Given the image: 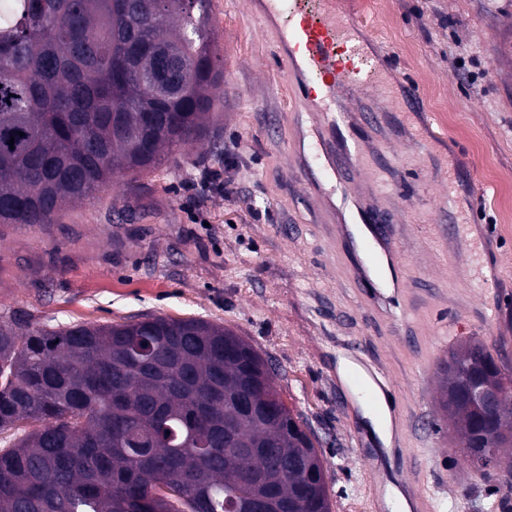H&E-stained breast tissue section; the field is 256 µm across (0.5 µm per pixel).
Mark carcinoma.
I'll list each match as a JSON object with an SVG mask.
<instances>
[{"instance_id": "obj_1", "label": "carcinoma", "mask_w": 512, "mask_h": 512, "mask_svg": "<svg viewBox=\"0 0 512 512\" xmlns=\"http://www.w3.org/2000/svg\"><path fill=\"white\" fill-rule=\"evenodd\" d=\"M212 0H0V224H56L118 177L210 137L224 97ZM14 145H9V140ZM481 341L439 366L440 406L483 480L512 446L511 370ZM271 370L199 318L36 327L0 318V512H234L263 476L271 512H330L301 414L267 406ZM508 384L494 409L475 382ZM250 396L254 414H237Z\"/></svg>"}]
</instances>
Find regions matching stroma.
<instances>
[{
	"label": "stroma",
	"instance_id": "obj_1",
	"mask_svg": "<svg viewBox=\"0 0 512 512\" xmlns=\"http://www.w3.org/2000/svg\"><path fill=\"white\" fill-rule=\"evenodd\" d=\"M224 54L217 132L154 173L119 178L91 203L70 204L47 232L0 240V316L37 327L118 324L143 315L197 317L253 345L288 407L322 451L332 512L373 506L400 489L405 460L379 447L357 401L340 403L341 360L355 357L416 425L415 472L435 512H493L495 496L454 443L439 406L438 367L460 341L495 345L512 366V0H336L376 51L396 59L422 109L390 110L364 135L369 171L347 185L392 218L406 257V322L356 284L358 253L328 223L292 167L308 149L294 83L258 0H220ZM465 61L470 77L457 70ZM138 219L118 223L114 208Z\"/></svg>",
	"mask_w": 512,
	"mask_h": 512
}]
</instances>
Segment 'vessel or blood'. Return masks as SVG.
Masks as SVG:
<instances>
[{
	"instance_id": "obj_1",
	"label": "vessel or blood",
	"mask_w": 512,
	"mask_h": 512,
	"mask_svg": "<svg viewBox=\"0 0 512 512\" xmlns=\"http://www.w3.org/2000/svg\"><path fill=\"white\" fill-rule=\"evenodd\" d=\"M264 10L275 21L274 42L288 49L282 58L288 76L299 79V106L321 113L329 131L302 163L307 186L314 190L328 180L344 189L348 171L363 152L356 124L371 129L378 125L376 112L347 113L344 94L383 89L389 60L368 51L358 27L337 11L335 0H264ZM347 214L343 229L363 253L364 278L375 299L399 310L406 293L405 258L390 226L382 216L352 204Z\"/></svg>"
}]
</instances>
